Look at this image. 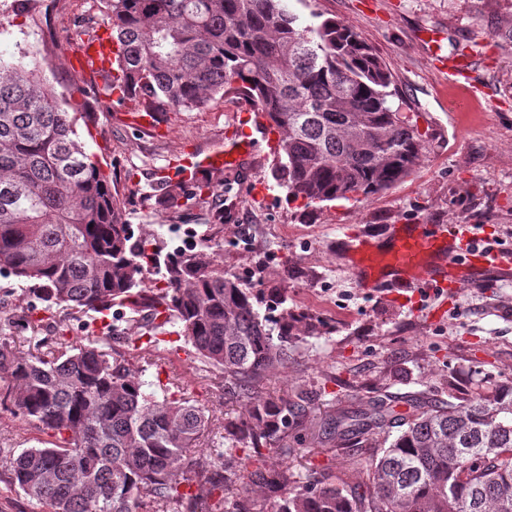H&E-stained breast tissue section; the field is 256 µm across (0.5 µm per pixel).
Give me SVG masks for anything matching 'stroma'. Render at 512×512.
Wrapping results in <instances>:
<instances>
[{
  "instance_id": "1",
  "label": "stroma",
  "mask_w": 512,
  "mask_h": 512,
  "mask_svg": "<svg viewBox=\"0 0 512 512\" xmlns=\"http://www.w3.org/2000/svg\"><path fill=\"white\" fill-rule=\"evenodd\" d=\"M14 0H0V56L34 66L29 47L47 39L57 57L40 71L60 102L91 105L96 122L79 127V140L99 160L123 200L127 220L150 249L167 254L176 246L209 256L223 249L225 271L253 289L285 291L297 318L288 365L268 374L272 398L303 399L306 414L266 456V468L288 464L349 485L362 476L354 467L363 451L353 444L333 451L308 450L333 409L382 399L408 413L407 396L437 393L455 378L461 392L512 376V274L487 275L461 283L447 300L430 296L424 307L398 303L387 292L361 287L342 241L358 229L377 235L391 224H479L512 250V0H287L304 22L313 15L333 18L358 33L386 63L399 105L417 126L425 147L414 173L389 190L361 197L305 205L290 199L278 183L275 158L262 157L248 170H228L195 203L161 212L156 198L170 162L184 152L224 145V130L252 102L229 96L203 108L163 112L159 125L133 123L128 110L108 108L76 71L73 49L102 19L90 0H31L16 14ZM439 33L438 52L417 37ZM464 55L476 96L449 83L435 55ZM264 182L270 197L250 198ZM24 281L0 273V327H11L20 352L25 320L39 321L38 337L54 334L55 319L39 301L23 294ZM318 329L308 333L306 319ZM165 344H114L156 391L189 398L207 410L212 426L205 440L218 438L225 415H240L243 399L229 398L224 381L207 374L180 334L166 325ZM46 433L21 416L0 409V450L20 452L46 440Z\"/></svg>"
}]
</instances>
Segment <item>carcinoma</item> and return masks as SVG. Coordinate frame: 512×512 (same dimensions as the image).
Wrapping results in <instances>:
<instances>
[{
  "mask_svg": "<svg viewBox=\"0 0 512 512\" xmlns=\"http://www.w3.org/2000/svg\"><path fill=\"white\" fill-rule=\"evenodd\" d=\"M112 26L129 99L180 112L240 95L279 133L283 185L306 203L386 191L420 162L424 143L394 109L392 74L374 49L338 21L302 25L283 0H99ZM96 113L65 110L39 70L0 60V270L34 283L44 309L105 314L149 310L143 327L178 323L196 355L224 376L227 394L249 399L224 420V442L250 450L237 461L220 446L186 451L208 417L186 398L143 390L112 336L79 344L62 330L48 351L16 354L0 329V407L51 430L58 441L9 453L0 476L41 512H213L183 491L204 483L232 501L228 512H263L251 493L272 488L269 512H512V378L448 399L411 396L401 414L383 400L339 408L316 443L351 437L369 448L375 431L395 436L357 460L368 482L348 488L287 466L248 470L273 451L302 401L262 396L266 374L291 358L293 316L262 315V298L212 260L164 258L128 224L123 201L79 142L77 124ZM203 186L163 185L162 211H179ZM162 268L165 287H143ZM248 479V486L242 480Z\"/></svg>",
  "mask_w": 512,
  "mask_h": 512,
  "instance_id": "cac0c4a2",
  "label": "carcinoma"
}]
</instances>
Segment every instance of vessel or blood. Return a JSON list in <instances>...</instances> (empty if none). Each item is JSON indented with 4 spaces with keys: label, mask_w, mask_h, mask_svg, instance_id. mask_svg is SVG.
<instances>
[{
    "label": "vessel or blood",
    "mask_w": 512,
    "mask_h": 512,
    "mask_svg": "<svg viewBox=\"0 0 512 512\" xmlns=\"http://www.w3.org/2000/svg\"><path fill=\"white\" fill-rule=\"evenodd\" d=\"M76 55L83 79L101 84L121 75L114 66L116 51L109 26H100L94 37L84 39L77 46ZM257 129L251 113H242L226 129L224 148L208 152L199 163L183 159L175 167L185 179L200 168H242L256 155ZM478 238L471 224H459L452 229L444 224H394L388 230L385 245L358 237L351 245L349 256L363 287L399 288L414 293L429 286L445 291L470 275L512 269L511 251L483 250L477 244Z\"/></svg>",
    "instance_id": "vessel-or-blood-1"
}]
</instances>
